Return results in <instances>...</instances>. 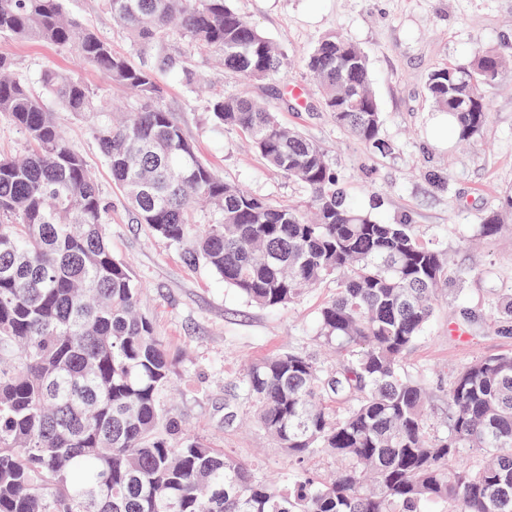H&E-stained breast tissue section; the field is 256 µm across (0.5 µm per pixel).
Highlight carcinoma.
<instances>
[{
    "label": "carcinoma",
    "mask_w": 512,
    "mask_h": 512,
    "mask_svg": "<svg viewBox=\"0 0 512 512\" xmlns=\"http://www.w3.org/2000/svg\"><path fill=\"white\" fill-rule=\"evenodd\" d=\"M102 2L158 65L114 51L62 0H0V35L69 47L135 100L116 119L79 77L51 66L40 74L59 107L90 121L138 223L261 308L282 310L330 279L336 292L310 342L224 382V421L248 406L292 462L288 473L258 477L187 433L164 404L173 357L104 234L108 203L53 111L0 54V117L26 137L22 154L0 153V512H425L432 501L448 512H512V352L463 363L435 388L407 368L458 280L447 253L407 222L355 205L327 151L246 96L214 97L212 117L303 185L314 219L225 181L198 156L158 104L160 70L194 79L163 54L169 43L183 37L254 81L284 65L281 47L227 0ZM511 64V51L482 48L429 73L427 96L456 118L459 140L484 128L488 93ZM306 66L336 125L380 155L395 151L380 137L363 49L332 32ZM198 201L211 208L206 224L193 219ZM500 206L480 236L500 233L511 190ZM453 324L512 336V288L481 313L460 304ZM313 456L336 460L332 478L301 467Z\"/></svg>",
    "instance_id": "cac0c4a2"
}]
</instances>
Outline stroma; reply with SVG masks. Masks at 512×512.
<instances>
[{"label":"stroma","mask_w":512,"mask_h":512,"mask_svg":"<svg viewBox=\"0 0 512 512\" xmlns=\"http://www.w3.org/2000/svg\"><path fill=\"white\" fill-rule=\"evenodd\" d=\"M64 5L114 50L137 62L151 59V52L131 42L101 9L100 0H64ZM231 5L283 48L285 64L279 79L253 82L226 73L185 41L172 42L170 53L188 56L204 83L194 88L159 73L161 104L200 156L227 181L270 203L304 202L302 185L268 166L241 131L214 124L209 113L216 93L265 103L281 123L328 150L343 185L361 207L390 222L408 219L422 240L447 250L463 272L415 344L411 368L426 370L437 384L462 363L512 352V337L491 336L482 328L448 330L455 297L482 309L490 289L512 288V226L496 237L477 238L483 218L499 208L502 191L512 186V73L491 90L482 131L463 144L453 138L442 146L430 141L437 112L426 93L427 76L438 65L464 63L479 46H512V0H231ZM331 32L366 52L381 112L380 135L395 144V153H371L325 112L301 52ZM1 53L14 58L29 83H36L49 65L76 72L102 103L128 99L100 71L80 64L71 49L0 36ZM55 118L109 201L105 229L112 254L130 263L142 289L141 308L175 358L180 393L171 407L192 432L253 465L257 476L284 472L287 455L259 427L247 421L225 425L224 383L238 377L247 361L287 351L311 336L333 283L278 312L251 305L204 264L187 265L182 246L138 223L113 186L87 121L61 110Z\"/></svg>","instance_id":"obj_1"}]
</instances>
